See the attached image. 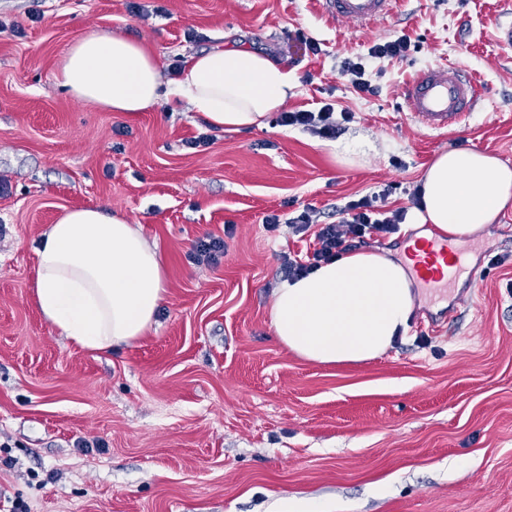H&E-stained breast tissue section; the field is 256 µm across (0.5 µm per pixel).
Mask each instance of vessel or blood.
Segmentation results:
<instances>
[{
    "instance_id": "b4317fda",
    "label": "vessel or blood",
    "mask_w": 512,
    "mask_h": 512,
    "mask_svg": "<svg viewBox=\"0 0 512 512\" xmlns=\"http://www.w3.org/2000/svg\"><path fill=\"white\" fill-rule=\"evenodd\" d=\"M323 10L339 21L369 27L393 17L401 0H321ZM480 99L479 83L452 67L437 65L420 71L403 91L408 112L427 128L458 127ZM430 262L418 268L417 278L425 284L447 281L455 266L453 249L445 238L424 241Z\"/></svg>"
}]
</instances>
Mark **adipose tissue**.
I'll return each mask as SVG.
<instances>
[{"instance_id": "1", "label": "adipose tissue", "mask_w": 512, "mask_h": 512, "mask_svg": "<svg viewBox=\"0 0 512 512\" xmlns=\"http://www.w3.org/2000/svg\"><path fill=\"white\" fill-rule=\"evenodd\" d=\"M56 80L74 99L135 116L188 104L222 131L265 129L272 113L297 94L291 71L244 44L187 57L176 80L142 42L93 30L58 62ZM512 205V166L474 149L438 154L420 180L421 223L451 239L493 224ZM33 304L62 336L104 352L128 345L154 324L166 273L140 225L118 210L66 208L47 225L36 250ZM414 309L406 267L386 254L354 250L273 292L277 341L318 364L362 365L403 336Z\"/></svg>"}]
</instances>
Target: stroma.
<instances>
[{
    "mask_svg": "<svg viewBox=\"0 0 512 512\" xmlns=\"http://www.w3.org/2000/svg\"><path fill=\"white\" fill-rule=\"evenodd\" d=\"M0 0V512H265L319 501L330 512H512V206L464 239L455 280L414 287L405 336L364 365L327 366L283 348L271 328L281 257L309 246L270 212L397 184L407 207L449 149L512 165V0H404L364 30L320 0ZM121 32L163 64L241 42L291 70L289 110L352 112L334 140L299 127L221 132L199 113L128 117L73 99L57 65L86 31ZM320 44L311 52L301 41ZM406 36L405 57L371 59L358 94L344 59ZM452 66L482 97L461 128L406 112L417 71ZM207 135L202 151L185 140ZM357 150L352 165L334 150ZM107 205L158 247L167 293L128 345L71 344L32 302L35 249L62 209ZM232 236H225V227ZM224 237L214 266L188 254Z\"/></svg>",
    "mask_w": 512,
    "mask_h": 512,
    "instance_id": "stroma-1",
    "label": "stroma"
}]
</instances>
